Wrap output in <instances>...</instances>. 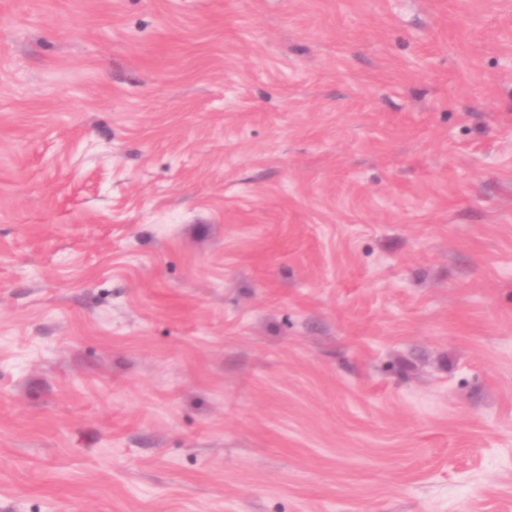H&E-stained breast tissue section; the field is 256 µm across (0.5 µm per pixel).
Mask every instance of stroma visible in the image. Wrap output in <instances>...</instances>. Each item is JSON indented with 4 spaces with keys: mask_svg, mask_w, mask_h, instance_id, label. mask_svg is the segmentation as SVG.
<instances>
[{
    "mask_svg": "<svg viewBox=\"0 0 512 512\" xmlns=\"http://www.w3.org/2000/svg\"><path fill=\"white\" fill-rule=\"evenodd\" d=\"M0 512H512V0H0Z\"/></svg>",
    "mask_w": 512,
    "mask_h": 512,
    "instance_id": "35a3bbf8",
    "label": "stroma"
}]
</instances>
